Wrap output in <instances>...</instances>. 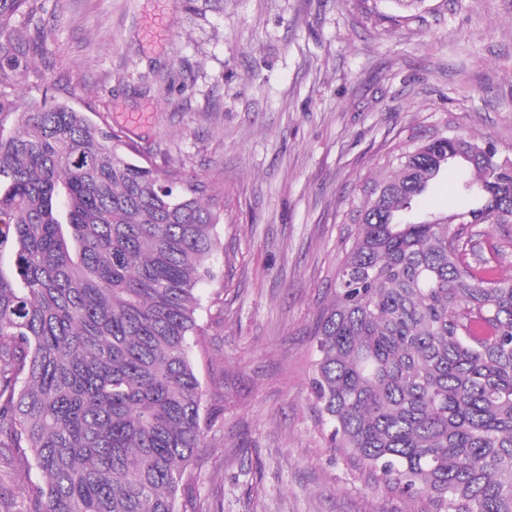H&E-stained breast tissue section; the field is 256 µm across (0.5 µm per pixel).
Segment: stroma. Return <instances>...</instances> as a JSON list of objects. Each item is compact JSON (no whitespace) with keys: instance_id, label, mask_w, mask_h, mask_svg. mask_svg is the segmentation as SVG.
Wrapping results in <instances>:
<instances>
[{"instance_id":"stroma-1","label":"stroma","mask_w":512,"mask_h":512,"mask_svg":"<svg viewBox=\"0 0 512 512\" xmlns=\"http://www.w3.org/2000/svg\"><path fill=\"white\" fill-rule=\"evenodd\" d=\"M31 69L159 166L224 188L223 285L199 286L203 385L223 363L224 424L198 453L223 512H422L328 448L309 390L316 315L383 158L454 115L512 156V0H45ZM0 448V512L34 481Z\"/></svg>"}]
</instances>
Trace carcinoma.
Returning a JSON list of instances; mask_svg holds the SVG:
<instances>
[{
    "label": "carcinoma",
    "mask_w": 512,
    "mask_h": 512,
    "mask_svg": "<svg viewBox=\"0 0 512 512\" xmlns=\"http://www.w3.org/2000/svg\"><path fill=\"white\" fill-rule=\"evenodd\" d=\"M42 9L0 0V447L37 476L31 512H203L187 469L224 381L205 391L194 363L197 289L218 279L224 189L67 101L19 109L15 19ZM444 128L398 142L351 204L310 389L374 484L424 512H512V157ZM448 175L464 207L420 209Z\"/></svg>",
    "instance_id": "obj_1"
}]
</instances>
